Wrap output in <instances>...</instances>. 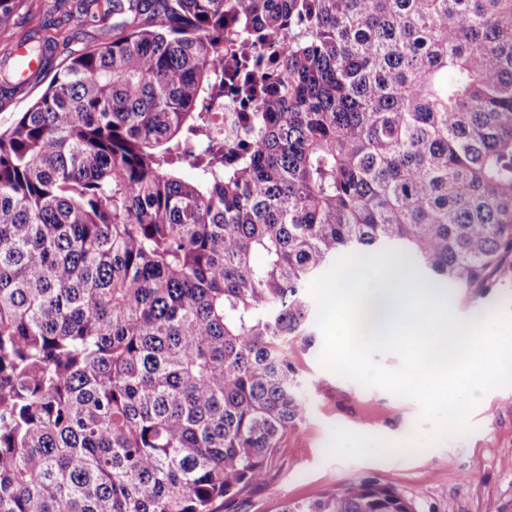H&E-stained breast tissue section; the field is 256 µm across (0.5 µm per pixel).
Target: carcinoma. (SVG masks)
<instances>
[{"instance_id":"1","label":"carcinoma","mask_w":512,"mask_h":512,"mask_svg":"<svg viewBox=\"0 0 512 512\" xmlns=\"http://www.w3.org/2000/svg\"><path fill=\"white\" fill-rule=\"evenodd\" d=\"M19 2L0 31L51 45ZM72 6L112 41L0 129V512H218L303 413L288 347L336 254L512 274V0ZM244 41L228 155L204 102ZM276 512L415 510L364 480Z\"/></svg>"}]
</instances>
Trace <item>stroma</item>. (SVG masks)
<instances>
[{
	"instance_id": "35a3bbf8",
	"label": "stroma",
	"mask_w": 512,
	"mask_h": 512,
	"mask_svg": "<svg viewBox=\"0 0 512 512\" xmlns=\"http://www.w3.org/2000/svg\"><path fill=\"white\" fill-rule=\"evenodd\" d=\"M11 23L55 37L57 67L69 51L112 39L110 31L81 24L54 0H22ZM448 303L464 319L478 306L512 319V278L482 294L455 290ZM322 343L317 331L311 343L289 349L307 410L289 429L267 484L229 512H273L280 499L311 500L369 479L395 489L415 512H512V386L487 391L467 417L468 432L435 443L415 400L322 367Z\"/></svg>"
}]
</instances>
